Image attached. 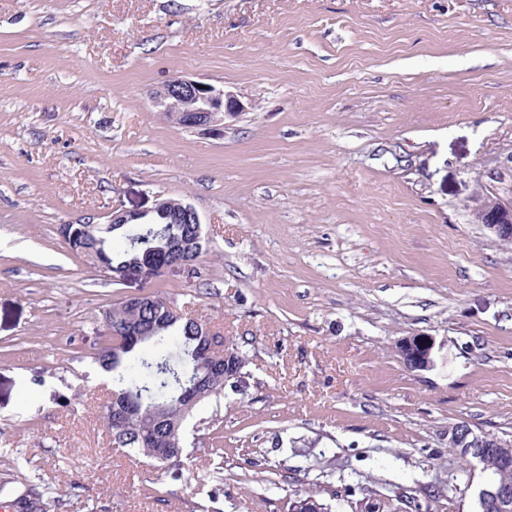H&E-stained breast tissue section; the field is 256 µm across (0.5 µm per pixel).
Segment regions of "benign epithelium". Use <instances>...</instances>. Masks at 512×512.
<instances>
[{"instance_id":"obj_1","label":"benign epithelium","mask_w":512,"mask_h":512,"mask_svg":"<svg viewBox=\"0 0 512 512\" xmlns=\"http://www.w3.org/2000/svg\"><path fill=\"white\" fill-rule=\"evenodd\" d=\"M152 102L172 123L192 129L215 130L224 125L226 117H232L245 110L244 104L234 93L203 80L176 76L164 87L151 93ZM152 213L165 218L166 223L176 224L180 219L192 218V223H201L196 209L183 201L174 204L162 199ZM146 212H122L112 214L113 224H146ZM472 223L483 225L499 240L512 241V165L505 173H497L491 182L484 185L481 204L472 212ZM159 251L162 257L153 264L140 267L127 276L145 279L157 271L166 269L194 268L193 260L170 261L177 250L174 239L162 235ZM395 349L404 364L411 370H427L434 367V341L425 335L405 336L395 342ZM214 370L224 373V381L240 377L241 365L235 353L224 344V354L215 357ZM509 440L494 441L488 433L476 431L465 424L448 428V447L456 449L461 458L484 465L489 459L490 449H507ZM480 496L487 501L488 512H512V486L508 484H485Z\"/></svg>"}]
</instances>
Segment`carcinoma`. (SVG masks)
Instances as JSON below:
<instances>
[{
	"mask_svg": "<svg viewBox=\"0 0 512 512\" xmlns=\"http://www.w3.org/2000/svg\"><path fill=\"white\" fill-rule=\"evenodd\" d=\"M169 231L206 244L200 224H171ZM58 233L68 249L100 271L135 269L153 260L160 245L145 224H123L116 228L99 224L91 234L82 224H61ZM136 303L132 308L128 300L122 299L104 311L109 332L123 334L134 322L148 339L130 347L109 346L97 354L100 366L112 373L116 392L126 395L132 404L130 414L117 420L112 416L109 401L103 407L102 419L115 447L146 455L161 466H180L184 453L183 423L191 411L180 415V426L174 432L159 422L153 411L174 406L194 381L206 378L210 360L204 351L209 346L199 344V321L174 314L164 295L150 292ZM485 473L492 483L512 484V465L502 466L495 458L489 460ZM357 493L368 512H422V503L414 496L390 495L362 484H342L331 490L330 498L347 502ZM15 506L17 512H45L43 494L35 485L16 497ZM285 512H331V505L317 494L293 489L286 499Z\"/></svg>",
	"mask_w": 512,
	"mask_h": 512,
	"instance_id": "1",
	"label": "carcinoma"
}]
</instances>
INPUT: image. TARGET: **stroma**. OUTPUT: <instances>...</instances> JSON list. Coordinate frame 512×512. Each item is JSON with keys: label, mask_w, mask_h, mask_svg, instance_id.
I'll use <instances>...</instances> for the list:
<instances>
[{"label": "stroma", "mask_w": 512, "mask_h": 512, "mask_svg": "<svg viewBox=\"0 0 512 512\" xmlns=\"http://www.w3.org/2000/svg\"><path fill=\"white\" fill-rule=\"evenodd\" d=\"M177 75L244 112L168 122ZM511 155L512 0H0V503L284 512L358 481L477 512L448 428L512 439V244L469 221ZM170 197L203 277L104 272L57 232ZM146 292L246 358L180 467L111 447L91 377L104 310ZM414 335L433 368L396 353ZM395 349L404 364L411 370H427L434 367V341L430 336L415 335L399 338ZM17 512H45L43 494L35 485L28 486L16 497ZM331 508L332 506L317 494L302 492L300 489H292L286 499L285 511L291 512V510L295 509L297 512H331Z\"/></svg>", "instance_id": "obj_1"}]
</instances>
